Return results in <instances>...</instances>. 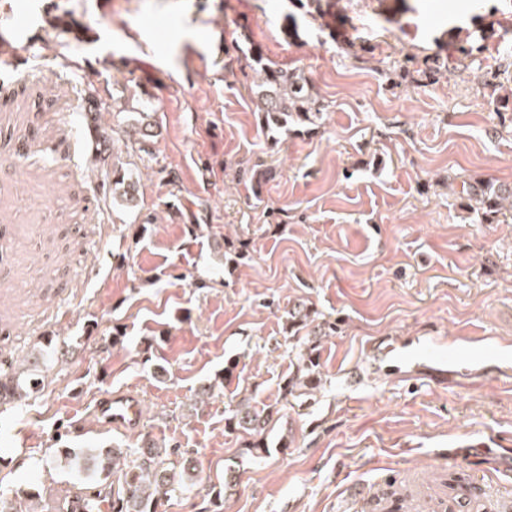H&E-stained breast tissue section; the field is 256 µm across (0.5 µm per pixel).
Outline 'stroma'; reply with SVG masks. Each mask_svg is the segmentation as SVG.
<instances>
[{"label": "stroma", "instance_id": "obj_1", "mask_svg": "<svg viewBox=\"0 0 512 512\" xmlns=\"http://www.w3.org/2000/svg\"><path fill=\"white\" fill-rule=\"evenodd\" d=\"M494 7L512 14V0H341L333 15L305 0H0V55L19 56L0 72V351L73 348L36 398L0 406V489L26 512L86 490L46 461L62 428L71 448L187 452L194 488L158 512H512V221L481 219L462 191L512 187V122L484 85L493 72L512 88ZM64 14L87 42L55 28ZM458 27L483 31L479 48L424 77ZM253 43L307 79L319 125L264 127ZM122 76L154 96L143 158L115 115ZM90 81L114 106L98 122L136 205L94 164ZM298 303L336 325L312 400L281 394L311 334L288 321ZM123 390L140 426L101 430L96 400ZM244 391L278 410L260 459L224 428ZM442 449L453 464L433 463Z\"/></svg>", "mask_w": 512, "mask_h": 512}]
</instances>
